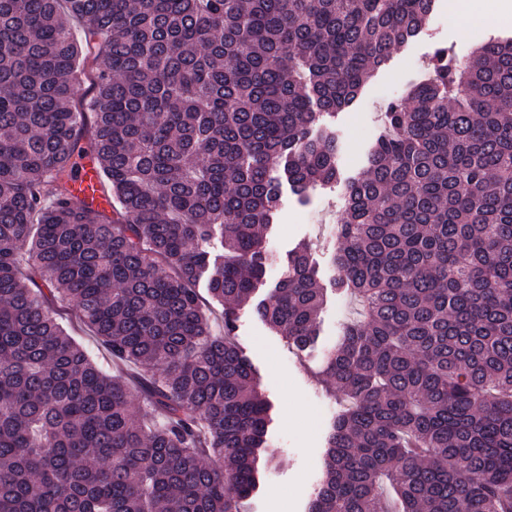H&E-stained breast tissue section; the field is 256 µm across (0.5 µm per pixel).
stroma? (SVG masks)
Returning a JSON list of instances; mask_svg holds the SVG:
<instances>
[{"label": "stroma", "mask_w": 512, "mask_h": 512, "mask_svg": "<svg viewBox=\"0 0 512 512\" xmlns=\"http://www.w3.org/2000/svg\"><path fill=\"white\" fill-rule=\"evenodd\" d=\"M496 35L512 38V25L493 29L483 24L481 14L472 12L451 20L448 0H439L425 34L393 50L389 60L363 85L355 102L336 117V184L318 188L305 199L283 187L277 220L266 237L272 260L255 292L256 299H264L274 288L283 273V260L304 242L313 245L320 283L330 284L335 276L334 228L344 213L346 184L368 164V151L381 130L383 105L426 78V64L436 49L445 47L466 58ZM355 312V303L345 292L328 293L320 316V335L312 347L299 353L271 331L251 307L239 310L236 341L273 405L268 445L275 456L260 488L247 501L246 512H307L324 470L327 437L341 408L340 400L320 382L318 373L327 351L337 344L344 324Z\"/></svg>", "instance_id": "1"}]
</instances>
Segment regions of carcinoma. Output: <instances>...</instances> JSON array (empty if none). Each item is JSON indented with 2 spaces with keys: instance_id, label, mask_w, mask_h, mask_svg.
Returning <instances> with one entry per match:
<instances>
[{
  "instance_id": "obj_1",
  "label": "carcinoma",
  "mask_w": 512,
  "mask_h": 512,
  "mask_svg": "<svg viewBox=\"0 0 512 512\" xmlns=\"http://www.w3.org/2000/svg\"><path fill=\"white\" fill-rule=\"evenodd\" d=\"M436 2L0 0V512H241L271 404L233 333L281 178L337 181L331 118ZM431 66L346 188L332 285L361 310L307 512H512V40ZM87 152L108 210L72 200ZM326 293L303 245L254 311L304 351ZM55 309L57 320L74 336H79L82 344L104 368L112 370L117 367L112 362V355L108 349L94 336L79 329L75 323L73 312L67 305L57 303Z\"/></svg>"
}]
</instances>
